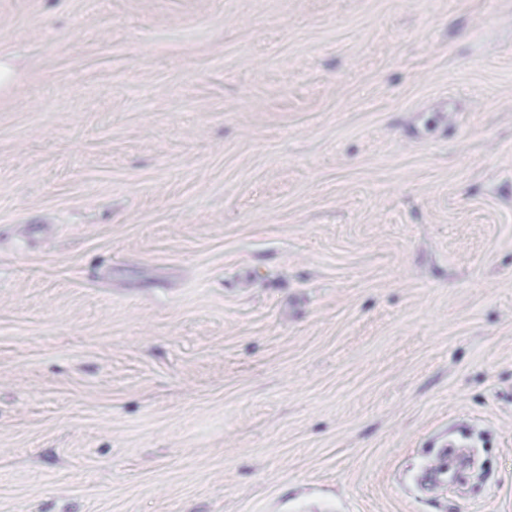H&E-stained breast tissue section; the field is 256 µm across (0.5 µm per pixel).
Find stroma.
<instances>
[{
  "label": "stroma",
  "mask_w": 512,
  "mask_h": 512,
  "mask_svg": "<svg viewBox=\"0 0 512 512\" xmlns=\"http://www.w3.org/2000/svg\"><path fill=\"white\" fill-rule=\"evenodd\" d=\"M0 65V512H512V0H0Z\"/></svg>",
  "instance_id": "35a3bbf8"
}]
</instances>
